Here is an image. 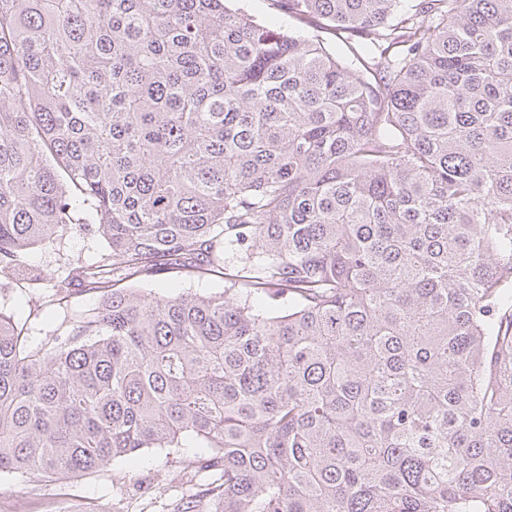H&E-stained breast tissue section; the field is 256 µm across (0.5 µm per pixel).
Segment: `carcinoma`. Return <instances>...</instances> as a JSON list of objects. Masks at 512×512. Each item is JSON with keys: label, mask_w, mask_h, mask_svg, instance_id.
<instances>
[{"label": "carcinoma", "mask_w": 512, "mask_h": 512, "mask_svg": "<svg viewBox=\"0 0 512 512\" xmlns=\"http://www.w3.org/2000/svg\"><path fill=\"white\" fill-rule=\"evenodd\" d=\"M229 2L0 0V267L108 244L73 331L0 311V472L193 440L177 512H512V0ZM237 6H243L247 9L251 14L256 16L260 20L266 21H286V18L281 14L272 9V6L269 5L270 1L268 0H241L238 2H231ZM145 293L156 297H169L181 294L205 296L212 292L222 291L224 281L211 275L201 278H189L178 272L160 269L145 281L136 284Z\"/></svg>", "instance_id": "cac0c4a2"}]
</instances>
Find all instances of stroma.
<instances>
[{"instance_id": "stroma-1", "label": "stroma", "mask_w": 512, "mask_h": 512, "mask_svg": "<svg viewBox=\"0 0 512 512\" xmlns=\"http://www.w3.org/2000/svg\"><path fill=\"white\" fill-rule=\"evenodd\" d=\"M105 251L94 224L31 249L28 262L41 278L29 281L1 270L0 312L26 319L28 342L39 346L52 331L71 327L76 315L96 307L97 296L81 285L72 284L64 302L54 285L71 268L97 260ZM223 287L215 275L189 278L167 269L141 283L145 293L156 297L205 296ZM198 453L191 444L179 450L145 448L96 472L60 480L1 473L0 512H58L65 502L71 503L72 512H175L182 497L194 493L204 479L188 467Z\"/></svg>"}]
</instances>
